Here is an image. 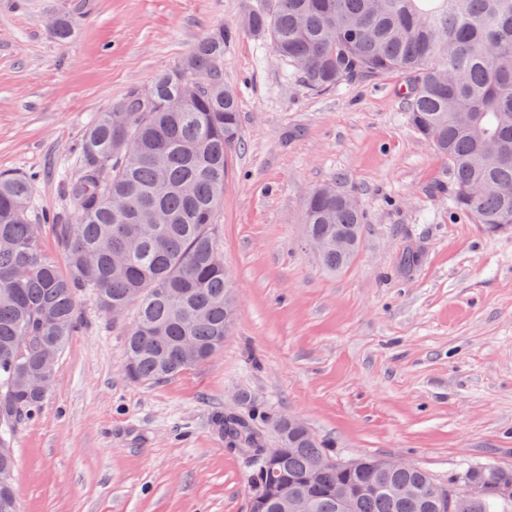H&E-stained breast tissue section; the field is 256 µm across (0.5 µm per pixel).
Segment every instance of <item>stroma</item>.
<instances>
[{
	"label": "stroma",
	"mask_w": 512,
	"mask_h": 512,
	"mask_svg": "<svg viewBox=\"0 0 512 512\" xmlns=\"http://www.w3.org/2000/svg\"><path fill=\"white\" fill-rule=\"evenodd\" d=\"M254 2L0 0V173H39L40 210L65 207L53 169L89 117L222 26L236 30L223 74L241 119L216 213L236 302L223 350L131 382L125 320L82 300L41 411L15 437L20 512H248L253 462L213 417L253 400L344 458L401 457L443 482L512 468V229L449 209L448 164L409 124L401 75L308 90L243 28ZM59 14L75 20L66 44L49 30ZM332 181L365 217L335 275L301 231L305 198Z\"/></svg>",
	"instance_id": "stroma-1"
}]
</instances>
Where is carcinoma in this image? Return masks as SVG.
<instances>
[{
	"label": "carcinoma",
	"mask_w": 512,
	"mask_h": 512,
	"mask_svg": "<svg viewBox=\"0 0 512 512\" xmlns=\"http://www.w3.org/2000/svg\"><path fill=\"white\" fill-rule=\"evenodd\" d=\"M244 23L315 92L402 75L411 126L452 171L449 208L491 232L512 226V0H257ZM53 35L68 43L72 20L56 17ZM231 35L222 27L199 40L148 90L133 88L91 117L73 169L59 173L74 223L64 211L34 216L35 174L0 175V512H20L14 435L43 405L35 383L52 375L47 353H60L80 328L81 296L108 314L135 308L125 359L134 381H163L224 347L233 297L214 224L240 136L238 95L221 69ZM202 72L210 83L182 99ZM303 221L307 236L349 238L347 250L318 258L323 269L352 263L363 224L353 196L324 184L307 198ZM42 224L56 226L68 272L43 253ZM214 426L254 461L249 512H276L274 488L288 483L314 497V512H339L336 491L365 483L383 490L357 499L353 512H437L439 481L417 467L339 471L328 464L334 445L287 417L268 423L286 448L272 462L254 415L219 414ZM473 471L474 512H512V499L485 489L511 485L512 469ZM406 484L418 488L415 498L393 493Z\"/></svg>",
	"instance_id": "carcinoma-1"
}]
</instances>
